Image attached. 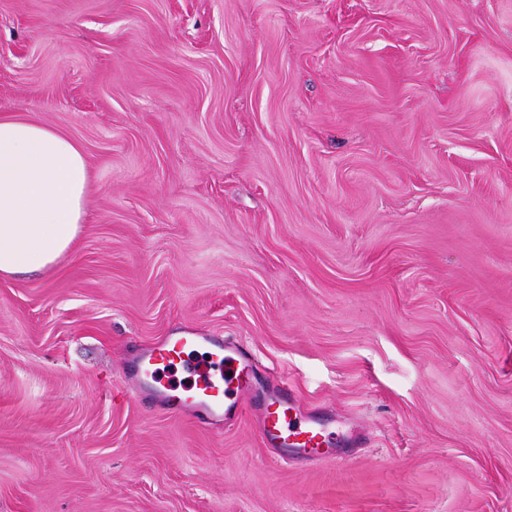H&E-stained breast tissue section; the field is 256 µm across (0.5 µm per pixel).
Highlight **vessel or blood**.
Listing matches in <instances>:
<instances>
[{
  "mask_svg": "<svg viewBox=\"0 0 512 512\" xmlns=\"http://www.w3.org/2000/svg\"><path fill=\"white\" fill-rule=\"evenodd\" d=\"M204 347V357L196 367L194 390L180 405L193 418L216 424L236 416L245 397L251 396L254 359L240 345L213 336L194 334L170 336L148 350L130 377V387L151 395L156 402H169L178 386L174 381L177 364L186 348ZM265 444L275 451L290 452L313 461L326 456L333 437L320 417L301 416L292 397L276 389L267 397L259 420Z\"/></svg>",
  "mask_w": 512,
  "mask_h": 512,
  "instance_id": "1",
  "label": "vessel or blood"
}]
</instances>
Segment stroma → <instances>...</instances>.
Listing matches in <instances>:
<instances>
[{
	"label": "stroma",
	"mask_w": 512,
	"mask_h": 512,
	"mask_svg": "<svg viewBox=\"0 0 512 512\" xmlns=\"http://www.w3.org/2000/svg\"><path fill=\"white\" fill-rule=\"evenodd\" d=\"M4 113L91 178L0 276V512H512V0H0ZM179 332L241 415L128 390ZM282 376L336 456L269 454ZM196 346L206 348L202 362L194 368L198 380L189 387H180L174 381L177 366L186 363L183 356L189 355L185 349ZM253 369L251 354L234 342L194 334L168 336L161 345L148 350L141 357L130 376L129 385L137 394L151 395L158 403H168L171 398H178L181 407L191 417L214 425L236 416L243 407L241 399L227 403L233 396L252 395ZM216 371H219L224 389L219 380L214 381ZM179 388L187 393L185 399L173 394ZM194 388L195 391L191 392Z\"/></svg>",
	"instance_id": "1"
}]
</instances>
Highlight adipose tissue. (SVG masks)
Instances as JSON below:
<instances>
[{"label": "adipose tissue", "instance_id": "obj_1", "mask_svg": "<svg viewBox=\"0 0 512 512\" xmlns=\"http://www.w3.org/2000/svg\"><path fill=\"white\" fill-rule=\"evenodd\" d=\"M88 182L77 142L34 119L0 115V275L44 270L71 248Z\"/></svg>", "mask_w": 512, "mask_h": 512}]
</instances>
